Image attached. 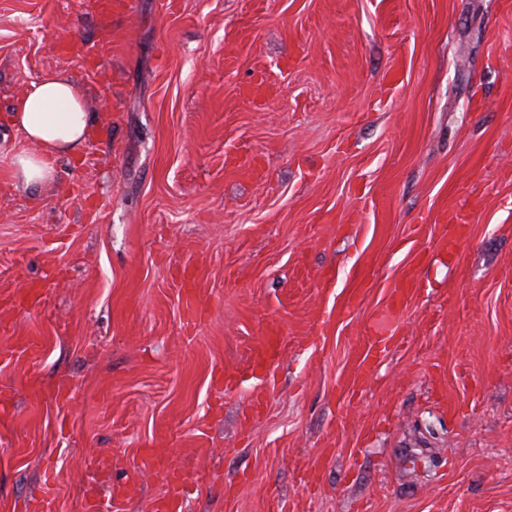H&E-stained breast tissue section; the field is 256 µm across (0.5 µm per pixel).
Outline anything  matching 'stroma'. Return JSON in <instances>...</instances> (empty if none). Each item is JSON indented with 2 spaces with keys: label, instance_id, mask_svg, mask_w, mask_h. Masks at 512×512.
<instances>
[{
  "label": "stroma",
  "instance_id": "35a3bbf8",
  "mask_svg": "<svg viewBox=\"0 0 512 512\" xmlns=\"http://www.w3.org/2000/svg\"><path fill=\"white\" fill-rule=\"evenodd\" d=\"M0 392V512H512V0H0ZM15 123L34 151L14 160L15 179L25 189L35 188L51 175L45 157L75 153L84 142L92 116L83 107V92L60 73L31 82L18 101ZM279 356V345L276 336H267L258 346L253 355L254 370L266 373ZM162 479L167 487V491L166 494L156 502L154 511H176L180 508L186 492L185 480L179 472L169 469L165 471ZM126 497L125 486H113L107 501L103 502L95 490H89L85 497L84 510L87 512H109L115 510L116 505L123 502Z\"/></svg>",
  "mask_w": 512,
  "mask_h": 512
}]
</instances>
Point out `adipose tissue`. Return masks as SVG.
<instances>
[{
	"mask_svg": "<svg viewBox=\"0 0 512 512\" xmlns=\"http://www.w3.org/2000/svg\"><path fill=\"white\" fill-rule=\"evenodd\" d=\"M14 117L32 146L14 160L15 178L26 189L37 187L50 176L46 158L71 154L81 147L92 121L83 107L82 90L60 73L31 82L17 103Z\"/></svg>",
	"mask_w": 512,
	"mask_h": 512,
	"instance_id": "adipose-tissue-1",
	"label": "adipose tissue"
}]
</instances>
